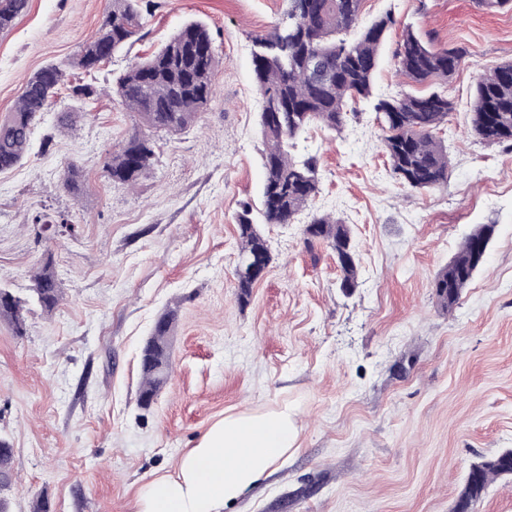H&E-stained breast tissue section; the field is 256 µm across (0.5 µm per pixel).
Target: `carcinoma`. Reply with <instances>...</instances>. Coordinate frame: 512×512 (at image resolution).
I'll return each mask as SVG.
<instances>
[{"label": "carcinoma", "mask_w": 512, "mask_h": 512, "mask_svg": "<svg viewBox=\"0 0 512 512\" xmlns=\"http://www.w3.org/2000/svg\"><path fill=\"white\" fill-rule=\"evenodd\" d=\"M28 9V0H0V32L10 30ZM363 0H290L288 24L271 37L255 39L253 72L261 110L257 124L264 145L263 218L267 224H290L318 192L316 159L292 158V141L311 124L340 130L347 118V102L366 100L383 120L382 144L393 171L409 187L426 191L448 181V147L436 131L455 110L453 101L437 92L427 95L373 96V79L380 50L395 24L385 15L361 23ZM141 0H110L96 36L71 62L85 73L108 61L137 40L144 25ZM465 51L425 43L406 29L396 52L397 70L416 83L446 81L461 67ZM218 52L207 27L192 21L181 27L157 51L132 64L113 88L121 106L137 113L142 125L178 133L192 125L214 98L213 76ZM65 72L49 65L26 83L14 109L0 120V171L19 166L29 155L36 120L53 94L64 84ZM471 125L487 145L512 144V63H503L483 74L473 92ZM154 146L136 132L112 153L105 172L109 179L136 183L153 166ZM240 259L269 252L266 240L245 205L237 214ZM315 238L336 254L342 273L340 288L356 287L359 260L350 229L329 215L310 221ZM490 242L487 225L474 228L458 252L432 281L436 300L451 311L485 258ZM31 301L51 313L62 299L50 262L33 276ZM0 321L16 335L25 332L24 310L28 300L0 288ZM177 313L170 309L157 320L152 336L162 349L160 358L141 363L138 398L158 396L171 371L170 348ZM512 449L481 458L470 465L453 512H472L488 484L512 475ZM13 449L0 440V490L11 478Z\"/></svg>", "instance_id": "cac0c4a2"}]
</instances>
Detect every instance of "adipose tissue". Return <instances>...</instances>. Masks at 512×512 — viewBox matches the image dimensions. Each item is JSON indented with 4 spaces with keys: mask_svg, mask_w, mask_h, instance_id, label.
<instances>
[{
    "mask_svg": "<svg viewBox=\"0 0 512 512\" xmlns=\"http://www.w3.org/2000/svg\"><path fill=\"white\" fill-rule=\"evenodd\" d=\"M288 408L225 414L181 459L170 476L147 482L135 512H223L297 448Z\"/></svg>",
    "mask_w": 512,
    "mask_h": 512,
    "instance_id": "1",
    "label": "adipose tissue"
}]
</instances>
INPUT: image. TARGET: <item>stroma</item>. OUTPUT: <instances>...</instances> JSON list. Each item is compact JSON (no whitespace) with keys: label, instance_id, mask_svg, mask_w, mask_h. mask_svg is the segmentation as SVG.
I'll list each match as a JSON object with an SVG mask.
<instances>
[{"label":"stroma","instance_id":"35a3bbf8","mask_svg":"<svg viewBox=\"0 0 512 512\" xmlns=\"http://www.w3.org/2000/svg\"><path fill=\"white\" fill-rule=\"evenodd\" d=\"M109 0H29L0 33V119L39 69L66 70L38 120L29 158L0 172V286L31 294L51 261L63 299L30 307L24 335L0 323V437L14 449L10 512H133L143 484L175 473L224 414L288 407L298 448L225 512H451L474 461L512 448V148L473 134L478 78L512 61V9L475 0H364L363 21L391 15L373 92L448 95L437 132L450 173L418 192L394 173L371 103L338 131L310 126L294 154L315 157L318 192L290 224H264L271 264L239 302L242 205L261 209V100L252 56L288 0H152L140 40L86 74L69 66ZM203 22L219 50L217 94L183 132L145 130L152 171L107 178L115 148L143 130L112 98L132 61L182 25ZM466 58L445 82L399 76L404 29ZM97 94L79 101L73 84ZM75 112L74 129L60 113ZM79 194L64 187L68 165ZM348 225L358 284L340 287L336 256L306 242L313 216ZM479 224L495 227L483 265L451 312L435 275ZM178 311L172 374L137 406L140 353L157 317Z\"/></svg>","mask_w":512,"mask_h":512}]
</instances>
